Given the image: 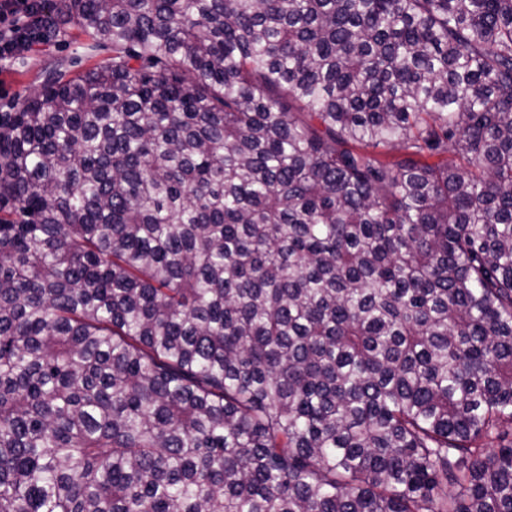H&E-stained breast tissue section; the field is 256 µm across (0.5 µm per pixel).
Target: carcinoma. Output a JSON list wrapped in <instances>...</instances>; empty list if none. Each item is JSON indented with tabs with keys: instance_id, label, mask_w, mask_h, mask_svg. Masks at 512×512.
Here are the masks:
<instances>
[{
	"instance_id": "carcinoma-1",
	"label": "carcinoma",
	"mask_w": 512,
	"mask_h": 512,
	"mask_svg": "<svg viewBox=\"0 0 512 512\" xmlns=\"http://www.w3.org/2000/svg\"><path fill=\"white\" fill-rule=\"evenodd\" d=\"M53 26L107 57L0 113V512H512V0Z\"/></svg>"
}]
</instances>
